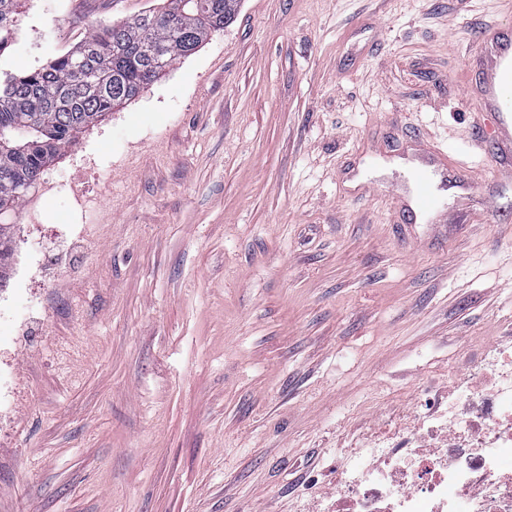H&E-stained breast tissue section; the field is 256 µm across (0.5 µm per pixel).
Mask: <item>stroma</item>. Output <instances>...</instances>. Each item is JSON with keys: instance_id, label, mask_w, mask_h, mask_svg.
Instances as JSON below:
<instances>
[{"instance_id": "obj_1", "label": "stroma", "mask_w": 512, "mask_h": 512, "mask_svg": "<svg viewBox=\"0 0 512 512\" xmlns=\"http://www.w3.org/2000/svg\"><path fill=\"white\" fill-rule=\"evenodd\" d=\"M158 0H20L23 73ZM506 0H241L15 218L0 512H323L350 436L512 337V179L471 66ZM417 144L478 183L403 224ZM83 179L84 232L49 182Z\"/></svg>"}]
</instances>
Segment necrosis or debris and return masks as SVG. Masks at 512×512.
<instances>
[{
    "mask_svg": "<svg viewBox=\"0 0 512 512\" xmlns=\"http://www.w3.org/2000/svg\"><path fill=\"white\" fill-rule=\"evenodd\" d=\"M329 512H512V342L486 348L444 407L354 438Z\"/></svg>",
    "mask_w": 512,
    "mask_h": 512,
    "instance_id": "necrosis-or-debris-1",
    "label": "necrosis or debris"
}]
</instances>
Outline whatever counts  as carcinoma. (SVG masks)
Returning a JSON list of instances; mask_svg holds the SVG:
<instances>
[{"label": "carcinoma", "mask_w": 512, "mask_h": 512, "mask_svg": "<svg viewBox=\"0 0 512 512\" xmlns=\"http://www.w3.org/2000/svg\"><path fill=\"white\" fill-rule=\"evenodd\" d=\"M137 18L92 27L81 44L23 74L0 70V282L17 244L19 211L59 154L234 17L240 0H162ZM17 0H0V55Z\"/></svg>", "instance_id": "carcinoma-1"}]
</instances>
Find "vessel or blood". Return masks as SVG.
<instances>
[{
    "mask_svg": "<svg viewBox=\"0 0 512 512\" xmlns=\"http://www.w3.org/2000/svg\"><path fill=\"white\" fill-rule=\"evenodd\" d=\"M487 51L490 60L480 63L477 85L484 109L494 117L496 162L505 169L512 166V30L492 29L487 38ZM412 165L417 192L414 203L402 212L405 221H415L420 211L443 218L445 212L431 191L432 182L442 177V170L425 153L414 158Z\"/></svg>",
    "mask_w": 512,
    "mask_h": 512,
    "instance_id": "obj_1",
    "label": "vessel or blood"
}]
</instances>
